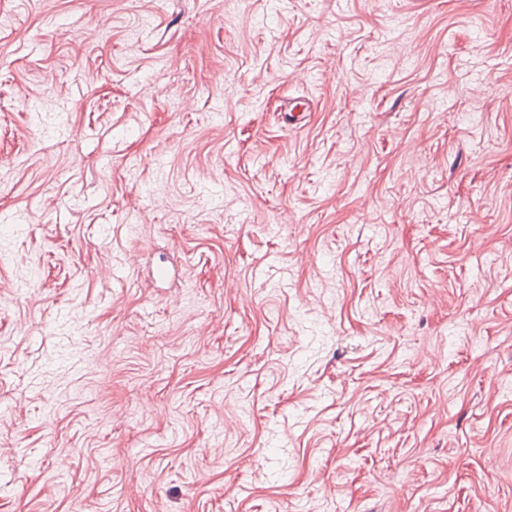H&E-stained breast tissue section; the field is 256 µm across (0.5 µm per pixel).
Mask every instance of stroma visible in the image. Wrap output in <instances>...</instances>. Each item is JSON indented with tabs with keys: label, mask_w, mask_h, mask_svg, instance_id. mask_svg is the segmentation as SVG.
Segmentation results:
<instances>
[{
	"label": "stroma",
	"mask_w": 512,
	"mask_h": 512,
	"mask_svg": "<svg viewBox=\"0 0 512 512\" xmlns=\"http://www.w3.org/2000/svg\"><path fill=\"white\" fill-rule=\"evenodd\" d=\"M0 512H512V0H0Z\"/></svg>",
	"instance_id": "1"
}]
</instances>
